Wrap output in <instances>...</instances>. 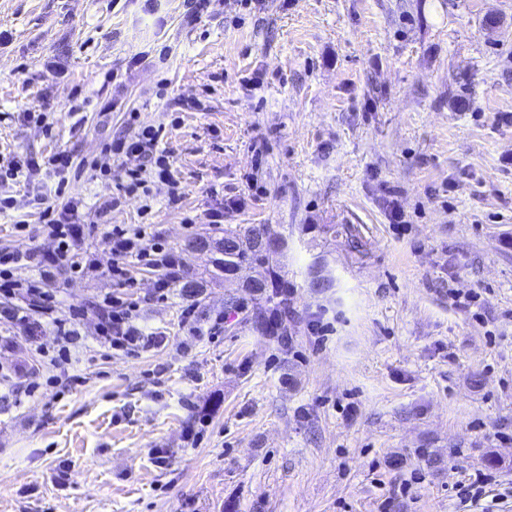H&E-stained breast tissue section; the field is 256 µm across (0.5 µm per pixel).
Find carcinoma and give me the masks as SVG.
<instances>
[{"label": "carcinoma", "mask_w": 512, "mask_h": 512, "mask_svg": "<svg viewBox=\"0 0 512 512\" xmlns=\"http://www.w3.org/2000/svg\"><path fill=\"white\" fill-rule=\"evenodd\" d=\"M259 225L253 224L246 228H226L224 236L212 240L213 266L224 275V279L237 278L238 272L244 267L259 268L261 284L253 285L244 280L239 287L245 289L254 303L255 325L261 331H273L267 313L288 311V279L282 274L278 255L265 252L256 243Z\"/></svg>", "instance_id": "cac0c4a2"}]
</instances>
